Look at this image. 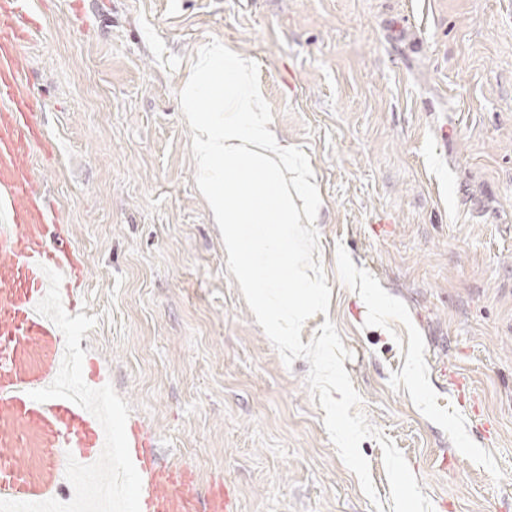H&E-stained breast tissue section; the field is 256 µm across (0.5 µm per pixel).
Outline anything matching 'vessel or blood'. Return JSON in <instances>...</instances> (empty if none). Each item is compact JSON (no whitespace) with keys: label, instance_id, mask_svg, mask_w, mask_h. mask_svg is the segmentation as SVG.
I'll return each mask as SVG.
<instances>
[{"label":"vessel or blood","instance_id":"b4317fda","mask_svg":"<svg viewBox=\"0 0 512 512\" xmlns=\"http://www.w3.org/2000/svg\"><path fill=\"white\" fill-rule=\"evenodd\" d=\"M34 25L28 0H0V499L39 502L62 493L68 458L98 459L105 434L74 402L30 396L54 381L65 352L60 329L36 310L48 289L45 272L62 275L70 314L82 305L84 278L71 229L58 223L31 166L34 149L45 145L20 52ZM126 434L142 480L141 512H236L223 480L200 493L191 470L160 461L139 422H127Z\"/></svg>","mask_w":512,"mask_h":512}]
</instances>
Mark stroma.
Masks as SVG:
<instances>
[{"instance_id": "35a3bbf8", "label": "stroma", "mask_w": 512, "mask_h": 512, "mask_svg": "<svg viewBox=\"0 0 512 512\" xmlns=\"http://www.w3.org/2000/svg\"><path fill=\"white\" fill-rule=\"evenodd\" d=\"M21 48L85 267L80 341L200 490L236 512H391L378 436L433 512H512V0H30ZM220 40L258 63L325 199L319 260L377 438L375 509L285 365L198 190L180 86Z\"/></svg>"}]
</instances>
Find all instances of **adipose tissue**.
Listing matches in <instances>:
<instances>
[{
    "instance_id": "ef3b65f1",
    "label": "adipose tissue",
    "mask_w": 512,
    "mask_h": 512,
    "mask_svg": "<svg viewBox=\"0 0 512 512\" xmlns=\"http://www.w3.org/2000/svg\"><path fill=\"white\" fill-rule=\"evenodd\" d=\"M181 93L195 126L199 186L224 227V253L271 335H291L322 303L314 277L295 261L301 225L319 223L325 206L311 166L279 136L250 55L220 42L203 46ZM288 280L296 292L281 291Z\"/></svg>"
}]
</instances>
